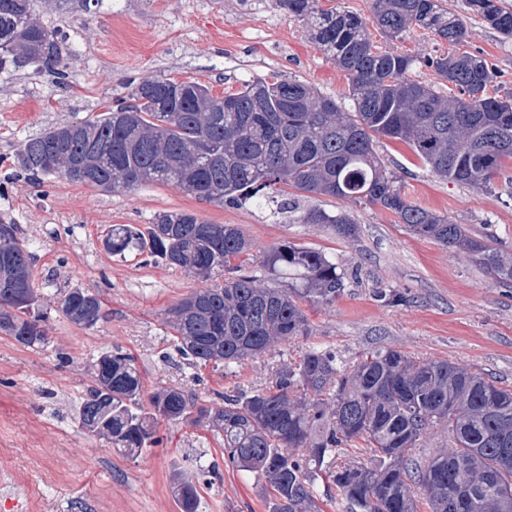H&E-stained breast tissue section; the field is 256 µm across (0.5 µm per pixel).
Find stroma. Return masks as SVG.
I'll list each match as a JSON object with an SVG mask.
<instances>
[{"label":"stroma","mask_w":512,"mask_h":512,"mask_svg":"<svg viewBox=\"0 0 512 512\" xmlns=\"http://www.w3.org/2000/svg\"><path fill=\"white\" fill-rule=\"evenodd\" d=\"M36 14L65 35L67 79L31 67L0 74V220L16 225L35 257L50 342L27 350L0 333V512H82L85 503L92 512H180L175 491L182 479L196 486L199 512H271L265 491L225 465L221 437L206 429L160 420V444L126 456L81 428L91 366L116 348L135 357L146 392L178 387L202 401L232 388H264L281 364L311 348L335 351L351 365L370 349L391 346L512 384V288L498 286L465 253L413 236L380 206L319 197L327 212L353 217L358 232L347 239L326 224L294 223L271 204L220 207L172 183L108 193L56 175L39 187L14 167L28 136L83 121L159 75L195 79L220 97L277 75L347 104L344 72L281 0H37ZM463 44L494 64L499 89L512 92V41L472 17ZM373 149L412 201L476 236H494L512 257V160L476 188L439 177L401 141L380 137ZM185 210L239 225L254 252L289 241L345 269L335 303L306 306L311 336L224 371L188 365L164 317L201 280L148 254L122 259L101 245L112 225L145 226L160 212ZM73 288L99 294L94 325H75L57 310L59 294ZM392 291L404 301L386 300Z\"/></svg>","instance_id":"obj_1"}]
</instances>
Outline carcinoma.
I'll use <instances>...</instances> for the list:
<instances>
[{
    "label": "carcinoma",
    "mask_w": 512,
    "mask_h": 512,
    "mask_svg": "<svg viewBox=\"0 0 512 512\" xmlns=\"http://www.w3.org/2000/svg\"><path fill=\"white\" fill-rule=\"evenodd\" d=\"M307 19L311 39L341 70H352L349 110L297 79L258 78L223 97L194 80L155 77L126 98L78 123L67 138L52 127L25 139L14 166L42 185L61 175L104 192L175 183L213 203L260 207L280 186L316 199L368 202L391 212L415 236L458 248L512 287V259L490 241L472 238L462 224L413 203L401 179L379 161L374 139L406 143L435 174L484 187L512 159V98L489 93L498 78L480 54L444 52L421 60L373 44L366 22L320 0H283ZM467 13L512 39V10L500 0H465ZM374 19L384 38L398 40L414 26L455 47L465 24L442 0H375ZM60 31L40 24L34 0H0V73L33 66L66 78ZM430 67L458 89L444 95L412 78ZM299 224H330L350 238L347 213L317 206ZM0 242V331L27 349L48 343L47 311L14 302L32 276L33 255L17 228ZM107 248L114 256L150 252L171 267L224 282L199 288L167 312L165 324L189 364L230 367L270 354L283 342L309 336L302 304L329 305L344 290L346 273L326 254L283 241L249 268L252 245L236 224H211L189 211L163 212L146 230L115 224ZM57 308L72 323L93 325L101 301L89 290L62 295ZM98 375L79 413L94 418L106 407L104 428L120 453L155 444V423L188 420L222 436L225 462L250 473L273 496V512H322L313 492L340 496L348 512H512V387L448 361L412 358L393 347L362 354L353 366L336 352L313 349L283 364L271 386L229 390L201 403L181 389L145 394L134 357L116 348L93 365ZM444 425L452 445L420 464L412 449L431 427ZM363 443L371 463L340 462L341 450ZM180 512H198L196 486L177 487Z\"/></svg>",
    "instance_id": "obj_1"
}]
</instances>
